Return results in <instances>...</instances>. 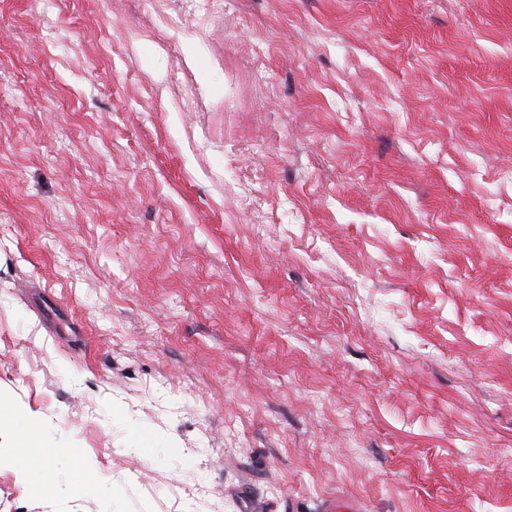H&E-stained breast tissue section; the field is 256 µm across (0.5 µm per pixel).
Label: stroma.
<instances>
[{
	"mask_svg": "<svg viewBox=\"0 0 512 512\" xmlns=\"http://www.w3.org/2000/svg\"><path fill=\"white\" fill-rule=\"evenodd\" d=\"M0 512H512V0H0ZM167 438L154 467L127 448ZM26 438H20L15 448H9L14 454L19 467L26 477L36 478L40 474H49L58 469L61 449L50 440H44L37 454H32L24 443ZM126 486L112 481V489L100 484L94 491L99 494L106 504V512H127L124 507L123 488Z\"/></svg>",
	"mask_w": 512,
	"mask_h": 512,
	"instance_id": "35a3bbf8",
	"label": "stroma"
}]
</instances>
